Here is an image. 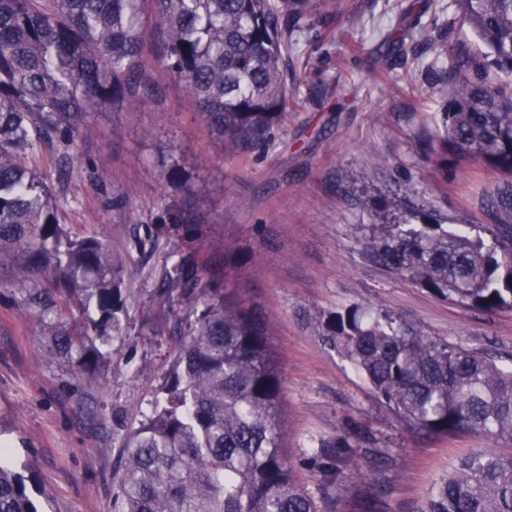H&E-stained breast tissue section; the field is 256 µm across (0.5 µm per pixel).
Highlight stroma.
<instances>
[{"label":"stroma","instance_id":"stroma-1","mask_svg":"<svg viewBox=\"0 0 512 512\" xmlns=\"http://www.w3.org/2000/svg\"><path fill=\"white\" fill-rule=\"evenodd\" d=\"M454 0H336L331 26L311 17L288 52L305 94L289 105L272 145L247 163L224 157L183 83L151 73L160 96L143 109L90 113L60 164L42 168L65 223L106 234L128 254L124 284L131 328L92 383L41 350L17 291L0 288V446L16 470L31 468L39 512H116L120 460L150 411L172 359L167 332L141 333L158 274L172 248L223 258L229 283L263 314L283 376L286 444L299 481L317 491L319 442L359 432L340 468L341 491L319 512H422L436 479L466 454H512L486 436L428 439L410 429L308 326L317 311L381 304L425 333L512 353V311L485 313L438 299L368 258L367 225L394 209L423 207L448 225L494 223L491 201L512 175L480 158L427 142L441 117L437 67L419 49L383 72L370 60L390 34L447 28ZM415 79L419 92L405 89ZM185 213L187 225L174 223ZM157 232L154 253L134 247Z\"/></svg>","mask_w":512,"mask_h":512}]
</instances>
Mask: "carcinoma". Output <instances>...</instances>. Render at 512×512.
<instances>
[{"label": "carcinoma", "mask_w": 512, "mask_h": 512, "mask_svg": "<svg viewBox=\"0 0 512 512\" xmlns=\"http://www.w3.org/2000/svg\"><path fill=\"white\" fill-rule=\"evenodd\" d=\"M450 29L485 51L421 38L440 62L446 147L512 172V0H457ZM320 0H0V288L35 317L42 347L96 379L128 335L126 256L102 233L64 223L38 164L41 147L68 153L89 113L145 107L160 67L231 159L265 149L283 122L293 32ZM371 258L431 295L512 310V224L491 242L450 231L425 210L367 225ZM224 262L172 250L159 271L155 318L174 317L176 355L164 397L125 445L119 512H318L285 446L282 373L256 307L224 284ZM386 406L419 434L477 433L512 443V367L481 349L426 334L379 305L312 317ZM337 450L362 447L340 435ZM321 489L342 472L320 463ZM28 477L0 448V512H37ZM423 512H512V455L472 452L433 484Z\"/></svg>", "instance_id": "cac0c4a2"}]
</instances>
